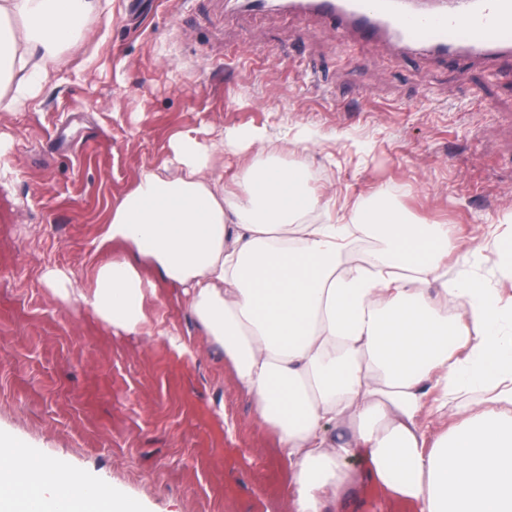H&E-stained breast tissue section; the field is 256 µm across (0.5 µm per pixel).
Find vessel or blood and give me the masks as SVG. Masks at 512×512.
I'll return each mask as SVG.
<instances>
[{"label": "vessel or blood", "instance_id": "obj_1", "mask_svg": "<svg viewBox=\"0 0 512 512\" xmlns=\"http://www.w3.org/2000/svg\"><path fill=\"white\" fill-rule=\"evenodd\" d=\"M343 36L388 40L450 58L512 55V0H289Z\"/></svg>", "mask_w": 512, "mask_h": 512}]
</instances>
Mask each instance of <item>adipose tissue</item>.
Instances as JSON below:
<instances>
[{
    "label": "adipose tissue",
    "instance_id": "adipose-tissue-1",
    "mask_svg": "<svg viewBox=\"0 0 512 512\" xmlns=\"http://www.w3.org/2000/svg\"><path fill=\"white\" fill-rule=\"evenodd\" d=\"M99 5L0 0V112L41 90ZM266 141L261 130L216 129L206 143L178 136L112 205L97 240L101 250L128 246L132 258L96 268L87 293L60 270L46 273L48 286L128 333L141 329L153 288L140 261L182 287L235 386L277 433L294 512L340 503L345 463L359 455L418 512H512V300L449 279L458 243L447 225L415 223L385 196L354 203L349 223H307L331 204L312 193L303 166L265 154ZM250 149L237 194L225 195L218 156ZM365 240L379 244L372 260L348 263ZM464 391L486 392L483 409L429 442L426 421ZM0 512L144 510L0 437Z\"/></svg>",
    "mask_w": 512,
    "mask_h": 512
}]
</instances>
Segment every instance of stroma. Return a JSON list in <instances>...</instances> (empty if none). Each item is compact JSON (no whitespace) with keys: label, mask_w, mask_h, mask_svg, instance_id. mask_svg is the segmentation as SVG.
Returning <instances> with one entry per match:
<instances>
[{"label":"stroma","mask_w":512,"mask_h":512,"mask_svg":"<svg viewBox=\"0 0 512 512\" xmlns=\"http://www.w3.org/2000/svg\"><path fill=\"white\" fill-rule=\"evenodd\" d=\"M38 95L0 112V434L107 480L144 512H292L288 462L233 383L177 285L144 279L147 323L126 333L43 274L91 284L112 203L175 137L267 130L313 190L350 205L388 192L465 242L512 235V57L442 61L339 37L312 16L231 0H110ZM449 277L512 296L493 261L460 251ZM338 512H417L348 459Z\"/></svg>","instance_id":"stroma-1"}]
</instances>
